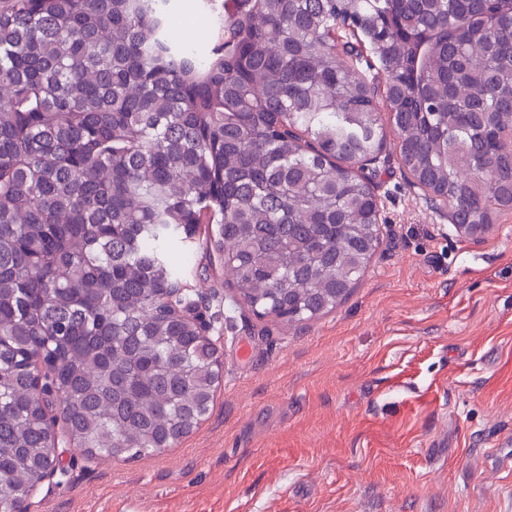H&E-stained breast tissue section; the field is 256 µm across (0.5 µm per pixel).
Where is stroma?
Returning <instances> with one entry per match:
<instances>
[{
    "mask_svg": "<svg viewBox=\"0 0 512 512\" xmlns=\"http://www.w3.org/2000/svg\"><path fill=\"white\" fill-rule=\"evenodd\" d=\"M171 8L207 52L219 12ZM365 173L380 245L349 298L307 324L261 320L198 249L190 290L230 312L210 332L209 415L131 461L68 449L28 512H512V211L458 236L391 135Z\"/></svg>",
    "mask_w": 512,
    "mask_h": 512,
    "instance_id": "obj_1",
    "label": "stroma"
}]
</instances>
